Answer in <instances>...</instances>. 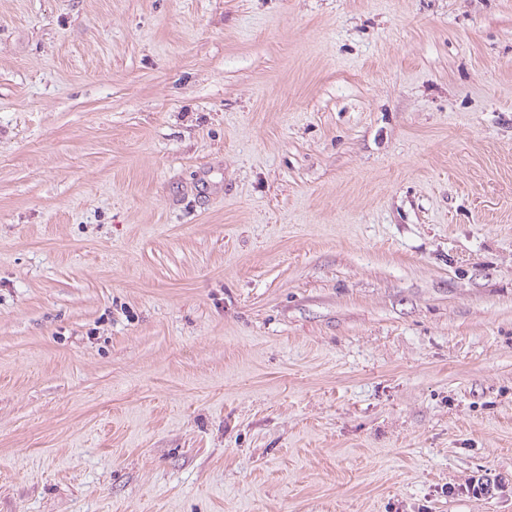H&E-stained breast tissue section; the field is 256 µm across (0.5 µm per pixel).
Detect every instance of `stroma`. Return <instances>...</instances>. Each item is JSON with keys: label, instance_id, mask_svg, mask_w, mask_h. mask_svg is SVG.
<instances>
[{"label": "stroma", "instance_id": "1", "mask_svg": "<svg viewBox=\"0 0 512 512\" xmlns=\"http://www.w3.org/2000/svg\"><path fill=\"white\" fill-rule=\"evenodd\" d=\"M0 512H512V0H0Z\"/></svg>", "mask_w": 512, "mask_h": 512}]
</instances>
